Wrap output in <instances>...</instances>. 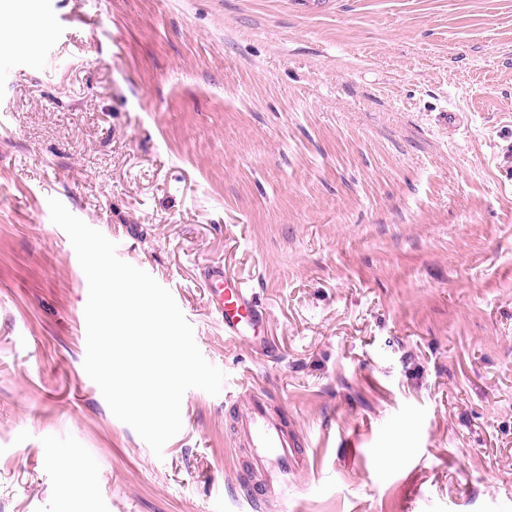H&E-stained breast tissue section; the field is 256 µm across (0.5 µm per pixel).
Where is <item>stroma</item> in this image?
Wrapping results in <instances>:
<instances>
[{"label": "stroma", "instance_id": "35a3bbf8", "mask_svg": "<svg viewBox=\"0 0 512 512\" xmlns=\"http://www.w3.org/2000/svg\"><path fill=\"white\" fill-rule=\"evenodd\" d=\"M0 32V512H250L249 385L308 440L280 512H512V0H0ZM51 197L226 374L162 456L84 370ZM205 278L214 286L210 306L222 319L227 339L243 341L250 332L256 336L267 320V313L257 304L251 290L236 282L225 267H208Z\"/></svg>", "mask_w": 512, "mask_h": 512}]
</instances>
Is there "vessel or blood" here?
<instances>
[{"label": "vessel or blood", "mask_w": 512, "mask_h": 512, "mask_svg": "<svg viewBox=\"0 0 512 512\" xmlns=\"http://www.w3.org/2000/svg\"><path fill=\"white\" fill-rule=\"evenodd\" d=\"M205 278L212 286L211 309L222 319L227 339L242 341L260 331L267 313L250 289L236 282L230 270L221 266L208 267ZM249 396L245 409L235 416L232 432L249 452L248 469L254 478L245 482L242 500L256 512L272 487H287L289 478L305 466L307 441L285 429L261 390L250 388Z\"/></svg>", "instance_id": "b4317fda"}]
</instances>
